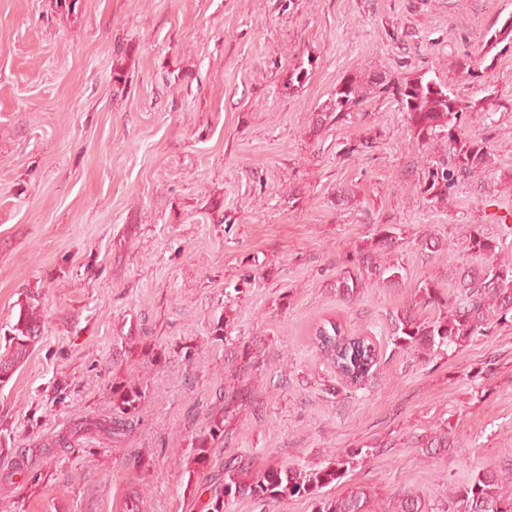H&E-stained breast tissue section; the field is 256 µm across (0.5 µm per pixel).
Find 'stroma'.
<instances>
[{"label":"stroma","instance_id":"1","mask_svg":"<svg viewBox=\"0 0 512 512\" xmlns=\"http://www.w3.org/2000/svg\"><path fill=\"white\" fill-rule=\"evenodd\" d=\"M510 16L512 0H0V336L23 303L43 325L0 385V512L135 495L210 512L227 460L312 470L361 447L325 494L411 490L442 512L474 466H512V328L426 358L392 341L421 281L449 294L474 264L466 231L512 255V52L481 78L455 65ZM420 73L480 101L459 127L492 153L442 201L420 188L451 144L418 147L392 98L314 125L346 78ZM383 225L400 286L344 301L336 279ZM325 319L375 343L361 386L318 349ZM130 383L145 398L125 435L83 428ZM233 389L247 403L190 477ZM443 422L455 446L425 461L416 439Z\"/></svg>","mask_w":512,"mask_h":512}]
</instances>
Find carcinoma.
Returning <instances> with one entry per match:
<instances>
[{"mask_svg": "<svg viewBox=\"0 0 512 512\" xmlns=\"http://www.w3.org/2000/svg\"><path fill=\"white\" fill-rule=\"evenodd\" d=\"M485 46L505 52L512 47V17L488 33ZM381 93L393 96L405 113L417 144L423 146L436 139L453 144V163L442 158L428 163L422 192L430 198L444 200L461 178L482 172L489 164L491 151L487 143L474 136L457 134L459 121L465 112H478V102H463L448 87L423 74L391 85L375 75L367 83L350 77L336 87L330 102L316 116V125L336 121L360 109L369 96ZM394 246L391 230L380 229L369 245L359 249L351 259L353 267L336 281V293L349 301L366 288H394L403 279V265L388 260L384 252ZM464 251L485 260L482 268L461 266L455 276V297L447 298L431 281L419 286L423 307H434L439 314L421 318L408 313L395 319L394 345L423 355L446 353L464 346L470 339L494 328L512 326V261L499 258L498 243L478 232L462 238ZM41 317L33 304H20L15 323L11 326L8 347L0 352V384H6L15 369L28 357L40 337ZM314 338L318 348L340 378L351 387L360 386L378 363L375 344L365 336H352L342 325L326 319L317 325ZM144 395L135 385H124L112 391L113 410L133 415L140 410ZM447 425H439L420 436L417 441L421 455L433 460L448 454L454 447ZM224 436V419L211 422L209 431L195 444V462L202 463L208 447ZM362 450L348 448L336 452L329 465L307 472L289 466H270L250 474V468L232 459L224 463V488L215 498L213 512H223L221 498L248 496L268 505H275L295 495L315 498V512H429L422 496L406 491L380 502L365 486H351L336 496L321 494V490L339 481ZM446 512H512V468L474 467L469 480L448 485Z\"/></svg>", "mask_w": 512, "mask_h": 512, "instance_id": "cac0c4a2", "label": "carcinoma"}]
</instances>
